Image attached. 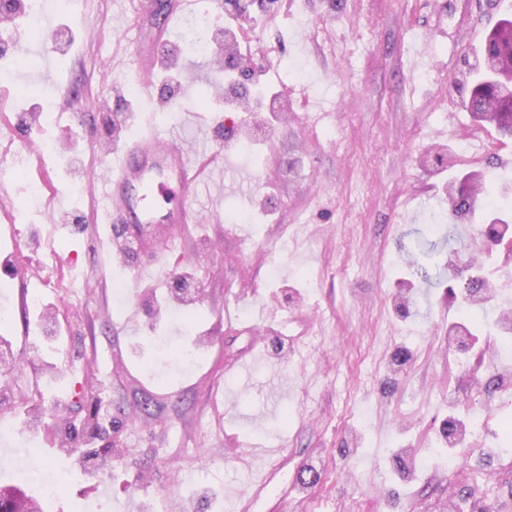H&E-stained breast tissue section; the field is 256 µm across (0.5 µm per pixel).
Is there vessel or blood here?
<instances>
[{
    "label": "vessel or blood",
    "mask_w": 512,
    "mask_h": 512,
    "mask_svg": "<svg viewBox=\"0 0 512 512\" xmlns=\"http://www.w3.org/2000/svg\"><path fill=\"white\" fill-rule=\"evenodd\" d=\"M170 46L167 30H159L150 48L137 52L138 81L148 85L149 76L159 64L161 52ZM198 150L194 141L175 133L162 134L154 126L143 129L141 137L120 149L105 153L94 175L100 186V220L124 225L121 244L126 257L136 260L139 277L153 279L166 272L157 237L194 223L191 206L197 185ZM168 174L175 206L164 212L145 206L144 199L154 174Z\"/></svg>",
    "instance_id": "vessel-or-blood-1"
}]
</instances>
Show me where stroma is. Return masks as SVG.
<instances>
[{"instance_id":"1","label":"stroma","mask_w":512,"mask_h":512,"mask_svg":"<svg viewBox=\"0 0 512 512\" xmlns=\"http://www.w3.org/2000/svg\"><path fill=\"white\" fill-rule=\"evenodd\" d=\"M42 35L69 24L41 67L0 66V128L70 93L39 139L61 151L9 177L0 215L1 327L13 372L0 376V483L25 484L44 512H512V239L453 215L449 179L486 172L512 186V140L477 129L462 100L482 45L512 0H198L166 21L136 0H39ZM234 18L231 48L261 29L273 66L240 62L274 114L216 113L230 98L211 35ZM187 95L160 103L137 86V47L163 24ZM35 87L22 96L24 87ZM180 130L202 154L233 118L250 148L225 149L192 203L198 222L169 245L171 275L195 297L161 306L170 282L136 280L109 250L89 177L110 139L105 115ZM446 138L432 140L430 129ZM454 225L457 251L496 285L462 310L472 276L433 253L412 275L420 237ZM130 282L117 301L120 282ZM51 466L44 496L23 467Z\"/></svg>"}]
</instances>
